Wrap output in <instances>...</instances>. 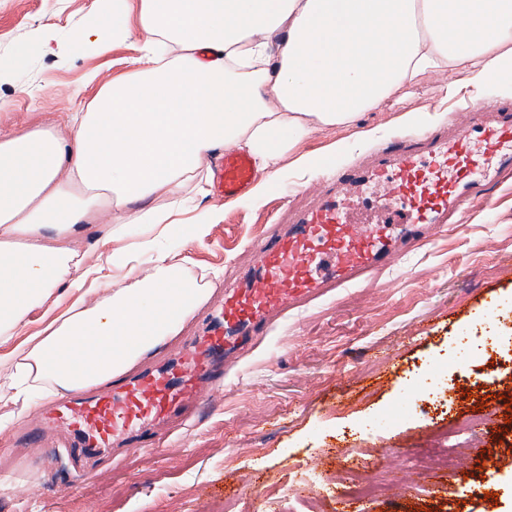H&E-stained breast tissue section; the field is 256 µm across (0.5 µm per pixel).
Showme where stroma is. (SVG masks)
<instances>
[{"label": "stroma", "instance_id": "stroma-1", "mask_svg": "<svg viewBox=\"0 0 512 512\" xmlns=\"http://www.w3.org/2000/svg\"><path fill=\"white\" fill-rule=\"evenodd\" d=\"M94 7L95 0H0V66L12 71L10 81L0 82V98L8 102L0 109L1 136L86 111L93 97L82 88L87 74L100 88L132 65L146 67L129 43L101 54L72 43V32ZM45 25L57 29L58 51L20 55ZM451 83L459 92L449 98L443 88ZM468 99L501 96L475 87L457 67L424 74L353 126L314 130L296 151L341 166L363 162L411 133L405 113L432 110L437 127ZM366 130L372 138H363ZM320 177L299 172L288 155L262 204L212 192L200 199V207L224 218L203 242L175 249L194 276L223 269V278L210 285L209 303L221 301L225 281L252 262L253 242L277 222L287 201ZM493 311L512 316V178L390 267L289 310L240 357L214 404L175 426L166 447L101 460L99 476L80 479V463L64 446L52 452L25 447L27 420L12 421V405L0 403V512H273L271 488L287 485L289 473L309 461L327 477L322 512H336L340 502L355 512H427L431 505L442 512H512V469L495 475L498 497L491 500L472 492L478 467L463 474L417 467L422 437L464 417L491 416L490 427L476 434V447L512 456V446L499 440L512 415L499 401L512 391V363L494 372V384L454 401L445 414L419 401L413 380ZM378 443L393 455L370 474L395 485L396 494L350 500L351 475L339 452L352 449L362 461Z\"/></svg>", "mask_w": 512, "mask_h": 512}]
</instances>
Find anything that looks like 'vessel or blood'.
Listing matches in <instances>:
<instances>
[{
	"mask_svg": "<svg viewBox=\"0 0 512 512\" xmlns=\"http://www.w3.org/2000/svg\"><path fill=\"white\" fill-rule=\"evenodd\" d=\"M454 121L456 132L428 130L371 163L333 170L310 192L309 204L286 209L266 232L253 263L225 284L222 304L175 356L114 379L105 393L36 413L29 442L45 446V431L58 428L87 461L164 445L169 421L189 404L208 403L218 372L243 346L268 335L282 312L426 245L464 202L512 176V104L471 103ZM255 177L249 156L228 152L212 189L235 197Z\"/></svg>",
	"mask_w": 512,
	"mask_h": 512,
	"instance_id": "obj_1",
	"label": "vessel or blood"
}]
</instances>
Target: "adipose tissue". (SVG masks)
Returning a JSON list of instances; mask_svg holds the SVG:
<instances>
[{"instance_id": "obj_1", "label": "adipose tissue", "mask_w": 512, "mask_h": 512, "mask_svg": "<svg viewBox=\"0 0 512 512\" xmlns=\"http://www.w3.org/2000/svg\"><path fill=\"white\" fill-rule=\"evenodd\" d=\"M97 2L75 41L136 44L150 67L65 126L0 137V336L41 323L0 352L14 370L0 398L25 408L126 372L204 301L170 245L223 218L180 192L208 185L215 153L246 151L271 174L315 127L352 125L418 75L512 78V0H141L133 24L124 0ZM112 210L85 263L74 238Z\"/></svg>"}]
</instances>
